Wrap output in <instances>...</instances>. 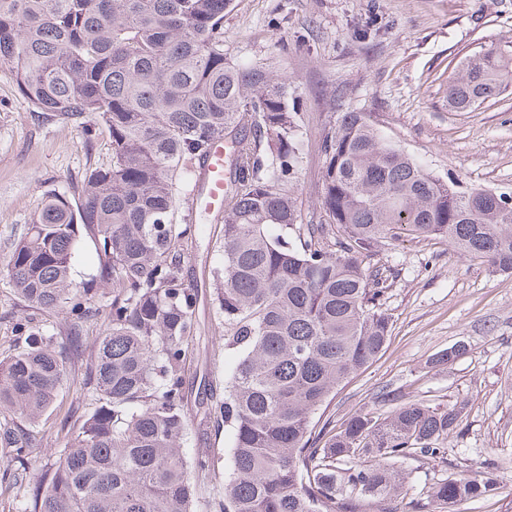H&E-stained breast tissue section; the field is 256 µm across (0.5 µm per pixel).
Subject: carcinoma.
<instances>
[{
  "label": "carcinoma",
  "mask_w": 512,
  "mask_h": 512,
  "mask_svg": "<svg viewBox=\"0 0 512 512\" xmlns=\"http://www.w3.org/2000/svg\"><path fill=\"white\" fill-rule=\"evenodd\" d=\"M233 0H0V64L38 112L76 128L93 121L112 160L89 168L73 205L56 189L14 242L0 271L25 307L94 315L112 286L109 331L82 386L93 408L44 473L29 512H368L397 496L394 464L444 454L440 441L466 405L397 407L352 418L323 438L312 420L336 388L382 350L386 277L364 258L403 238L444 237L471 258L512 272V196L433 176L386 141L365 112H342L325 132L321 220L302 223L292 196L300 114L288 80L224 59ZM512 82V40L466 62L448 82V109L466 112ZM224 138V487L199 496L208 452L185 448L184 366L196 338L195 286L181 246L179 184L204 169ZM96 273L77 283L81 241ZM0 354V414L15 418L0 446L24 466L35 427L57 401L78 334L36 327ZM493 482L475 470L440 479L413 512H445Z\"/></svg>",
  "instance_id": "carcinoma-1"
}]
</instances>
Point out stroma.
I'll list each match as a JSON object with an SVG mask.
<instances>
[{"mask_svg":"<svg viewBox=\"0 0 512 512\" xmlns=\"http://www.w3.org/2000/svg\"><path fill=\"white\" fill-rule=\"evenodd\" d=\"M510 36L512 0H234L224 14L225 58L286 76L298 101L293 193L306 224L319 220L321 141L339 112L367 113L389 141L440 179L512 194V86L467 112L449 111L447 96L465 58ZM111 160V140L101 129L86 133L33 111L9 68L0 66V267L46 190L78 202L85 171ZM189 219L202 230L185 242L181 257L186 280L197 288L200 322L185 369V446L220 453L224 430L204 391L224 377V316L213 280L223 263L224 232L211 214ZM368 263L387 278L381 301L390 332L376 358L337 388L322 419L340 427L360 413L385 418L393 408L384 399L388 392L434 408L466 403L443 457L401 464L394 506L406 512L430 484L482 460L492 491L450 512H512V274L491 272L439 237L404 239ZM23 319L54 336L80 332L83 347L39 422L26 471L0 498V512H24L32 482L66 444L62 427L72 422L73 408L90 410L77 389L97 336L109 326L103 313L77 325L65 313L27 309L0 275V342L18 337ZM456 345L462 351L454 360L431 365L436 353Z\"/></svg>","mask_w":512,"mask_h":512,"instance_id":"stroma-1","label":"stroma"}]
</instances>
